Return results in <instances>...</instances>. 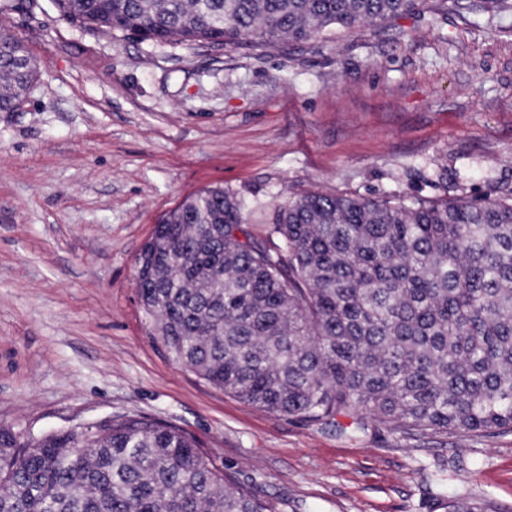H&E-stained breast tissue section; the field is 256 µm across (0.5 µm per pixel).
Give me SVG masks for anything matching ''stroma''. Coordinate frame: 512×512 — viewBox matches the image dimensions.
<instances>
[{
    "mask_svg": "<svg viewBox=\"0 0 512 512\" xmlns=\"http://www.w3.org/2000/svg\"><path fill=\"white\" fill-rule=\"evenodd\" d=\"M0 13L38 66L0 112V428L175 425L271 512H512V432L357 435L257 409L155 342L136 259L203 188L265 233L308 192L512 196V8L426 0L299 45L155 44Z\"/></svg>",
    "mask_w": 512,
    "mask_h": 512,
    "instance_id": "35a3bbf8",
    "label": "stroma"
}]
</instances>
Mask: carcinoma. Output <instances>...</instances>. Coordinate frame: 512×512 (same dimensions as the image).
<instances>
[{"instance_id":"obj_1","label":"carcinoma","mask_w":512,"mask_h":512,"mask_svg":"<svg viewBox=\"0 0 512 512\" xmlns=\"http://www.w3.org/2000/svg\"><path fill=\"white\" fill-rule=\"evenodd\" d=\"M424 2L54 0L91 32L187 46L301 42ZM35 6L0 0V13ZM36 79L22 41L0 29V112L18 111ZM136 288L176 363L260 409L409 438L512 431V199L309 192L257 237L242 201L208 188L157 224ZM0 512L269 507L183 430L123 414L45 435L23 458L1 427Z\"/></svg>"}]
</instances>
